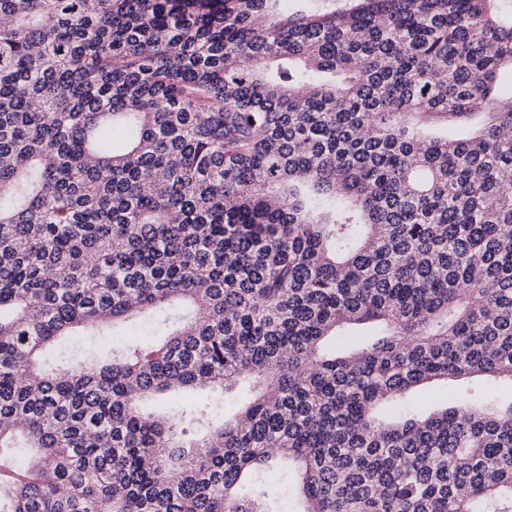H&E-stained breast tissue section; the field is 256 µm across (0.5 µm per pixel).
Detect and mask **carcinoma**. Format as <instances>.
Masks as SVG:
<instances>
[{"mask_svg":"<svg viewBox=\"0 0 512 512\" xmlns=\"http://www.w3.org/2000/svg\"><path fill=\"white\" fill-rule=\"evenodd\" d=\"M497 2L0 0V512H512Z\"/></svg>","mask_w":512,"mask_h":512,"instance_id":"cac0c4a2","label":"carcinoma"}]
</instances>
